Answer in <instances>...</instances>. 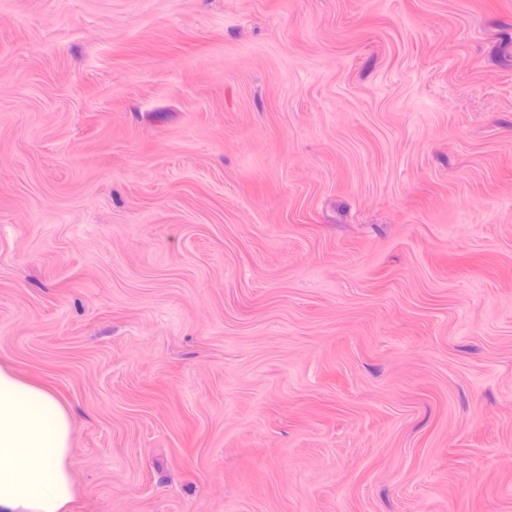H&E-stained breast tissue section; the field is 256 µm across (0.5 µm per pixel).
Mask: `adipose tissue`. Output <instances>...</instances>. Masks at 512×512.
<instances>
[{"label": "adipose tissue", "instance_id": "1", "mask_svg": "<svg viewBox=\"0 0 512 512\" xmlns=\"http://www.w3.org/2000/svg\"><path fill=\"white\" fill-rule=\"evenodd\" d=\"M71 420L48 391L0 366V512H64Z\"/></svg>", "mask_w": 512, "mask_h": 512}]
</instances>
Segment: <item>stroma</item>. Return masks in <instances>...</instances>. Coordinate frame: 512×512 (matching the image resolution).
Segmentation results:
<instances>
[{"mask_svg": "<svg viewBox=\"0 0 512 512\" xmlns=\"http://www.w3.org/2000/svg\"><path fill=\"white\" fill-rule=\"evenodd\" d=\"M0 364L67 512H512V0H0Z\"/></svg>", "mask_w": 512, "mask_h": 512, "instance_id": "obj_1", "label": "stroma"}]
</instances>
